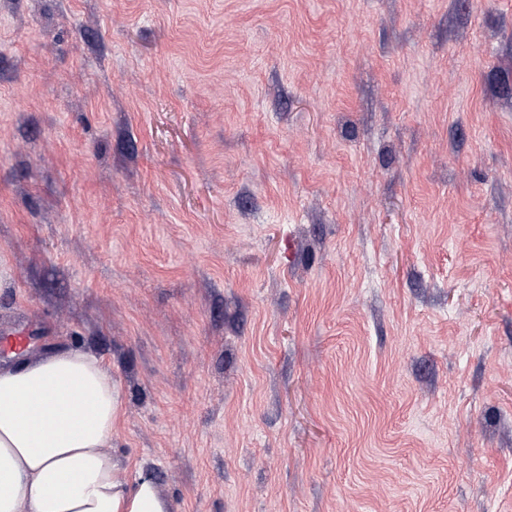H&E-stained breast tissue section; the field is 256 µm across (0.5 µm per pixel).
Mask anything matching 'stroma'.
<instances>
[{
    "label": "stroma",
    "instance_id": "35a3bbf8",
    "mask_svg": "<svg viewBox=\"0 0 512 512\" xmlns=\"http://www.w3.org/2000/svg\"><path fill=\"white\" fill-rule=\"evenodd\" d=\"M62 346L172 512H512V0H0V365Z\"/></svg>",
    "mask_w": 512,
    "mask_h": 512
}]
</instances>
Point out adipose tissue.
Returning <instances> with one entry per match:
<instances>
[{"label": "adipose tissue", "mask_w": 512, "mask_h": 512, "mask_svg": "<svg viewBox=\"0 0 512 512\" xmlns=\"http://www.w3.org/2000/svg\"><path fill=\"white\" fill-rule=\"evenodd\" d=\"M120 390L79 348L0 367V512H171L112 452Z\"/></svg>", "instance_id": "adipose-tissue-1"}]
</instances>
